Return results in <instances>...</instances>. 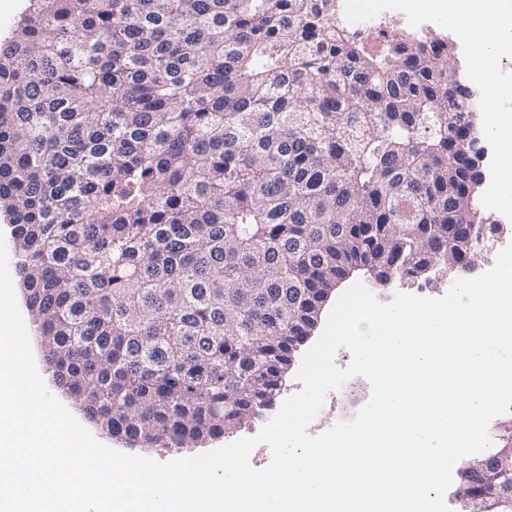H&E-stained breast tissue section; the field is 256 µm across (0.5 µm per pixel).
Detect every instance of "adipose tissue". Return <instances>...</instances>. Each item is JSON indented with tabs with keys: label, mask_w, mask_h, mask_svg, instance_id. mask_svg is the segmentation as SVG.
Listing matches in <instances>:
<instances>
[{
	"label": "adipose tissue",
	"mask_w": 512,
	"mask_h": 512,
	"mask_svg": "<svg viewBox=\"0 0 512 512\" xmlns=\"http://www.w3.org/2000/svg\"><path fill=\"white\" fill-rule=\"evenodd\" d=\"M415 6L426 14L457 18L462 12H469L474 24L467 27V38L479 36L478 23H486L496 30L512 29V0H416Z\"/></svg>",
	"instance_id": "obj_1"
}]
</instances>
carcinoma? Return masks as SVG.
Listing matches in <instances>:
<instances>
[{
	"mask_svg": "<svg viewBox=\"0 0 512 512\" xmlns=\"http://www.w3.org/2000/svg\"><path fill=\"white\" fill-rule=\"evenodd\" d=\"M471 81L336 0H27L0 43V213L56 387L134 447L227 437L362 261L478 250ZM462 512H512L459 471Z\"/></svg>",
	"mask_w": 512,
	"mask_h": 512,
	"instance_id": "obj_1",
	"label": "carcinoma"
}]
</instances>
